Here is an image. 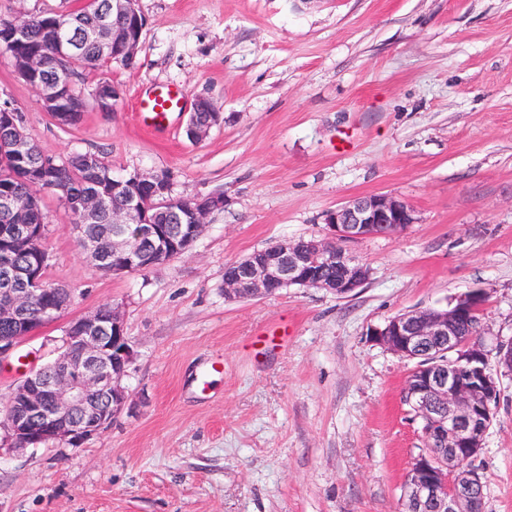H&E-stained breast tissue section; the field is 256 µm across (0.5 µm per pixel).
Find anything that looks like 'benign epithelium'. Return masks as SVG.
Instances as JSON below:
<instances>
[{"instance_id": "obj_1", "label": "benign epithelium", "mask_w": 512, "mask_h": 512, "mask_svg": "<svg viewBox=\"0 0 512 512\" xmlns=\"http://www.w3.org/2000/svg\"><path fill=\"white\" fill-rule=\"evenodd\" d=\"M148 20L137 0H110L85 38L103 55L120 62H135ZM16 71L39 95L44 109L68 119L85 110L83 98H67L62 88L44 78L54 62L38 54L16 58ZM223 121V115L204 96L195 99L186 133L199 142ZM0 147L22 151L33 175L35 189L57 192L54 163L27 153L29 137L18 113L0 111ZM93 191L85 195L83 223L73 225L85 257L108 272L148 270L190 249L204 229L207 216L228 204L223 195L197 200L188 209L177 207L172 193L173 175L135 171L125 179L147 188L158 198L161 223L140 220L143 203L126 195L125 203L105 210L104 174L94 157L86 158ZM100 235L85 232L102 215ZM0 323L13 329L0 335V363H7L22 339L64 313L71 303L69 291L45 287L43 268L49 254L38 251L35 262L21 265L9 244L22 233L30 241L43 237V225L20 224V207L12 194L0 195ZM416 223L413 208L403 199L384 195L357 197L325 214L329 235L308 242L287 241L257 250L228 264L224 270V297L229 300L263 298L297 286L318 288L339 298L351 296L369 279L367 266L352 259L343 244L376 234H395ZM181 224L178 233L170 225ZM107 237L105 254L100 240ZM336 266V278L322 276L325 265ZM486 293L472 290L460 295L446 310L417 309L398 314L371 333L373 341L393 354L415 363L405 396L417 415L430 423L429 437L438 448L419 454L405 480L408 512H483V484L479 470L462 468L461 461L480 455L485 435L495 415L500 395L498 373L485 367L484 342H463L461 323L481 318ZM446 360L438 362L440 356ZM133 351L124 334L118 308L99 307L68 323L57 357L31 372L13 390L0 427L16 450L41 442H65L76 446L107 427L126 405L122 385Z\"/></svg>"}]
</instances>
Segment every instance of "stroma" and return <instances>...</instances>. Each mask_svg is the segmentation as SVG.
<instances>
[{"instance_id": "35a3bbf8", "label": "stroma", "mask_w": 512, "mask_h": 512, "mask_svg": "<svg viewBox=\"0 0 512 512\" xmlns=\"http://www.w3.org/2000/svg\"><path fill=\"white\" fill-rule=\"evenodd\" d=\"M134 66L114 111L59 127L0 48V107L61 162L98 154L115 177L167 170L174 195L224 194L189 251L144 272L87 263L56 194L41 197L48 282L66 317L0 365V410L52 361L67 318L117 306L134 360L126 408L79 446L0 445V512H405L425 440L404 400L412 362L369 338L385 320L486 292L482 339L512 340V0H138ZM177 85L223 114L207 138L136 124L139 94ZM350 136L348 150L336 143ZM404 199L416 222L346 243L352 296L286 288L224 297V267L321 236L352 197ZM476 460L483 512H512V374Z\"/></svg>"}]
</instances>
